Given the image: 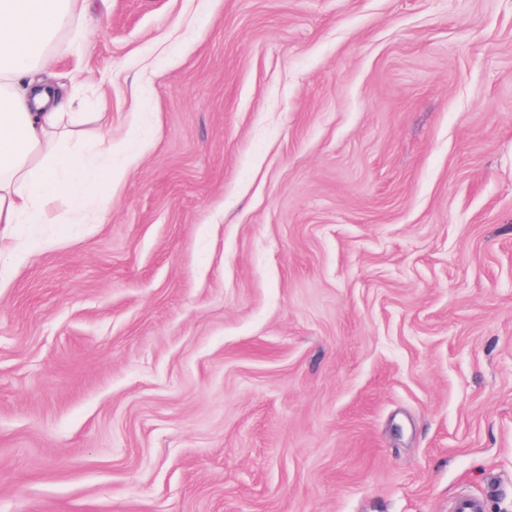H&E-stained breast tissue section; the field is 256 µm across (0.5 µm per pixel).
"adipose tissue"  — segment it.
Returning a JSON list of instances; mask_svg holds the SVG:
<instances>
[{"label": "adipose tissue", "instance_id": "adipose-tissue-1", "mask_svg": "<svg viewBox=\"0 0 512 512\" xmlns=\"http://www.w3.org/2000/svg\"><path fill=\"white\" fill-rule=\"evenodd\" d=\"M84 10L85 0H0V251L23 228L52 223L61 198L79 219H98L95 202L117 177L111 139L67 144L96 113L64 111L59 89L31 78L50 63L45 44Z\"/></svg>", "mask_w": 512, "mask_h": 512}]
</instances>
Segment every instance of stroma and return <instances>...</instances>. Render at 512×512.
<instances>
[{"mask_svg":"<svg viewBox=\"0 0 512 512\" xmlns=\"http://www.w3.org/2000/svg\"><path fill=\"white\" fill-rule=\"evenodd\" d=\"M47 52L136 157L0 281V512H512V0H86Z\"/></svg>","mask_w":512,"mask_h":512,"instance_id":"1","label":"stroma"}]
</instances>
